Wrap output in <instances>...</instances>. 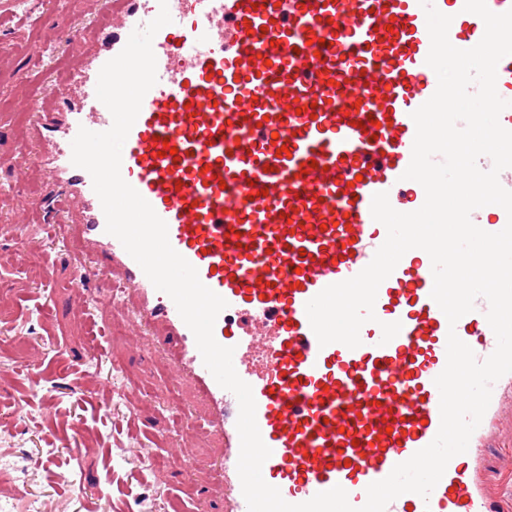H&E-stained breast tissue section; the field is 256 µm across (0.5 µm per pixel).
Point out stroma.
<instances>
[{
	"label": "stroma",
	"instance_id": "obj_1",
	"mask_svg": "<svg viewBox=\"0 0 512 512\" xmlns=\"http://www.w3.org/2000/svg\"><path fill=\"white\" fill-rule=\"evenodd\" d=\"M35 9L33 23L18 24L12 0H0V49L8 57L0 62V156L13 165L0 167V225L10 223L14 210L29 198L30 191L45 193L37 181H21L34 150L19 135L16 115L22 112L17 90L19 71H28L32 88L52 85L61 77L58 66H37L18 39L33 41L46 27L80 23L89 0H29ZM14 237L0 234V337H22L29 353L37 354L45 374L43 386L55 397V413H46L39 400L31 399L28 385L19 374L14 354L0 350V456L20 461L22 455L42 457L39 469L21 471L34 500L46 512H166L176 502L178 512H222L220 502L185 499V482L216 481L219 463L216 441L203 436L193 448V464L184 469L170 461V450L179 442L180 417L165 411V398L176 395L184 415L202 418L204 409L189 383H174L162 358L147 347L133 348L128 340L105 337L94 344L74 306L84 299L98 325H108L94 285H80L67 261L58 262L43 274L31 260L11 261L16 252ZM133 376L141 390V420L137 431H128L125 388L117 370ZM112 380V399L100 400L93 381ZM483 470L489 492L512 499V410H505L498 447L485 449ZM117 483L103 485L104 472Z\"/></svg>",
	"mask_w": 512,
	"mask_h": 512
}]
</instances>
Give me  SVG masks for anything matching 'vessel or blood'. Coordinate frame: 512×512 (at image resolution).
<instances>
[{"mask_svg":"<svg viewBox=\"0 0 512 512\" xmlns=\"http://www.w3.org/2000/svg\"><path fill=\"white\" fill-rule=\"evenodd\" d=\"M452 18L450 43L476 46L485 24L465 0H433ZM90 26L51 32L45 46L80 42L61 82L26 105V138L48 198L22 221L53 210L75 244L76 280L107 288L110 316L130 336L149 328L175 380L188 381L207 409L200 431L221 440L224 512H248L237 470L239 404L205 367L175 303L158 291L120 241L107 233L90 174L71 162L80 128L113 124L98 100L103 65L130 34L159 13V0H96ZM172 22L152 42L156 84L122 148L121 175L168 227V239L223 297L214 337L234 349L233 364L256 402V423L271 455L266 483L291 504L341 486L352 506L438 433L434 380L457 336L487 358L496 336L489 304L449 324L431 297L432 262L421 249L400 259L377 292L376 321L349 348L319 345L306 304L325 287L357 275L387 237L373 219L374 194L392 207L419 209L425 191L404 179L416 128L412 112L438 85L426 63L430 36L419 0H168ZM499 117L512 130V56L497 66ZM172 146L176 156L162 155ZM288 155H280V148ZM472 222L489 233L507 224L493 206ZM400 322L391 341L381 323ZM512 373L492 386L490 404L466 453L454 456L429 498L405 493L385 512H499L487 492L482 456L498 438Z\"/></svg>","mask_w":512,"mask_h":512,"instance_id":"b4317fda","label":"vessel or blood"}]
</instances>
